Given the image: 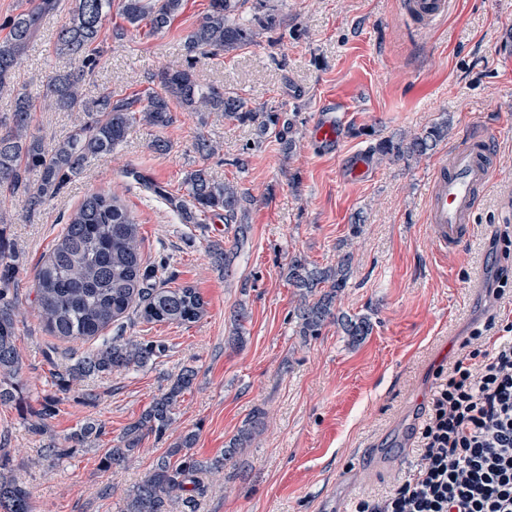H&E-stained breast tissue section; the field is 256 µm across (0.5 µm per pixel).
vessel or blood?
I'll list each match as a JSON object with an SVG mask.
<instances>
[{
	"label": "vessel or blood",
	"mask_w": 512,
	"mask_h": 512,
	"mask_svg": "<svg viewBox=\"0 0 512 512\" xmlns=\"http://www.w3.org/2000/svg\"><path fill=\"white\" fill-rule=\"evenodd\" d=\"M410 17L429 25L448 14V0H405ZM342 118L335 105L324 106L314 127L322 150L335 151ZM488 133L476 135L460 150H451L436 169L426 202L430 241L438 252L462 247L472 228L481 192L494 174Z\"/></svg>",
	"instance_id": "1"
}]
</instances>
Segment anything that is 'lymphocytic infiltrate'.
Listing matches in <instances>:
<instances>
[{
  "instance_id": "1",
  "label": "lymphocytic infiltrate",
  "mask_w": 512,
  "mask_h": 512,
  "mask_svg": "<svg viewBox=\"0 0 512 512\" xmlns=\"http://www.w3.org/2000/svg\"><path fill=\"white\" fill-rule=\"evenodd\" d=\"M438 373L403 483L355 512H512V320Z\"/></svg>"
}]
</instances>
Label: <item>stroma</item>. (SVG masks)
Listing matches in <instances>:
<instances>
[{"mask_svg": "<svg viewBox=\"0 0 512 512\" xmlns=\"http://www.w3.org/2000/svg\"><path fill=\"white\" fill-rule=\"evenodd\" d=\"M279 26L229 54L199 57L197 81L252 105L300 114L292 151L251 124L177 111L164 130L135 125L112 152L93 157L38 210L0 190V229L19 257L16 282L23 400L0 405V451L10 476L32 492L34 512H123L126 495L168 448L196 432L195 458H223L254 410L262 430L223 470L201 477L197 512H353L359 498L378 497L403 482L418 462L416 433L439 369L490 319L512 317V300L493 291L512 274V0H450L448 14L421 29L403 0H272ZM210 0H184L162 32L130 27L119 9L102 21L103 54L83 90L132 97L160 70L185 62L184 41ZM73 0H58L16 71L15 83L42 99L49 78L67 67L55 50ZM342 104L345 137L333 153L313 138L319 112ZM84 113L36 108L30 131L52 145L72 134ZM447 121L448 135L421 159L379 162L369 150ZM492 127L496 175L483 193L459 251L441 256L429 242L426 195L437 166L466 142L473 124ZM162 138L167 152L150 142ZM217 151L204 157L198 138ZM364 159L366 177L346 170ZM146 176L140 184L129 169ZM206 169L248 190L253 200L234 224L223 218L181 223L152 192H184V179ZM119 194L136 215L147 262L168 259L162 286L191 285L206 306L192 323L126 321L124 336L152 341L162 354L142 368L91 376L58 391L53 374L85 352L52 336L41 320L32 280L57 243L68 214L93 192ZM230 250L216 266L213 244ZM320 267L351 257L347 288L336 307L367 315L372 332L349 345L336 323L320 335L298 333V295L288 259ZM244 312L243 322L234 319ZM197 376L181 397L163 438L146 437L121 465L103 466L109 448L180 370ZM93 391L94 403L83 401ZM54 397L45 434L33 433L29 408ZM102 435L60 459L45 457L48 439L64 442L86 419Z\"/></svg>", "mask_w": 512, "mask_h": 512, "instance_id": "stroma-1", "label": "stroma"}]
</instances>
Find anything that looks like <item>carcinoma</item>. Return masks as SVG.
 Returning <instances> with one entry per match:
<instances>
[{"label": "carcinoma", "mask_w": 512, "mask_h": 512, "mask_svg": "<svg viewBox=\"0 0 512 512\" xmlns=\"http://www.w3.org/2000/svg\"><path fill=\"white\" fill-rule=\"evenodd\" d=\"M248 0H210L209 9L185 40L186 65L163 69L156 74L159 90L146 91L136 98L116 97L103 91L84 99L82 88L99 65L102 18L111 10L112 0H74L72 18L57 37L59 54L71 57L77 65L55 74L47 87L45 104L60 110L75 107L86 112L87 120L66 139L52 147L28 133L32 97L15 88L13 79L19 60L37 34L42 20L55 10L57 0H31L30 6L10 19L9 34L0 41V93L13 95L11 125L0 131V187L12 192L23 189L31 210L41 208L56 197L88 159L106 154L120 144L136 124L163 129L173 123L171 101L188 112H221L227 121L251 123L258 135L273 133L284 149L295 146L298 113L287 116L250 107L237 94L222 87L200 85L194 75L198 55L229 53L254 42L256 31L232 20ZM183 0H119V10L132 27L145 24L161 32L182 10ZM253 20L262 30L277 27L271 0H256ZM448 134V122L434 124L421 133L397 140L385 139L371 149L383 159L421 158ZM39 177L31 182L27 173ZM185 193L168 198L185 224H203L205 217L222 216L233 224L249 202L246 193L230 183L219 182L201 168L187 174ZM350 259L341 256L336 265L319 268L301 255L288 260V282L299 292L297 318L300 335L317 336L329 321L336 322L352 345L370 335L372 325L366 316L336 311V298L347 287ZM165 264L150 265L141 251L139 222L123 201L114 194L92 193L69 215L60 239L34 276L32 288L47 329L62 339L87 341L123 318L133 314L146 322L191 323L205 312V302L191 286L165 288L158 284V273ZM16 281V254L0 231V403L20 399L23 388L18 380L22 359L17 351V328L9 297ZM160 352L151 341L104 340L71 367L54 373L55 385L68 391L83 377L111 374L131 367H144ZM196 378L184 369L170 382L166 392L155 399L140 418L124 430L120 444L111 448L107 465L119 464L138 448L148 434L162 436L172 423L178 398L191 390ZM261 421L254 415L249 427L240 431L224 459L204 463L190 454L196 434L187 433L130 491L124 512H171L180 499L188 512H194L192 492L197 475L219 471L224 461L248 447L260 432ZM102 427L88 421L75 429L66 441L71 447L85 444L101 435ZM0 508L4 512H34L32 493L8 476H0Z\"/></svg>", "instance_id": "1"}]
</instances>
